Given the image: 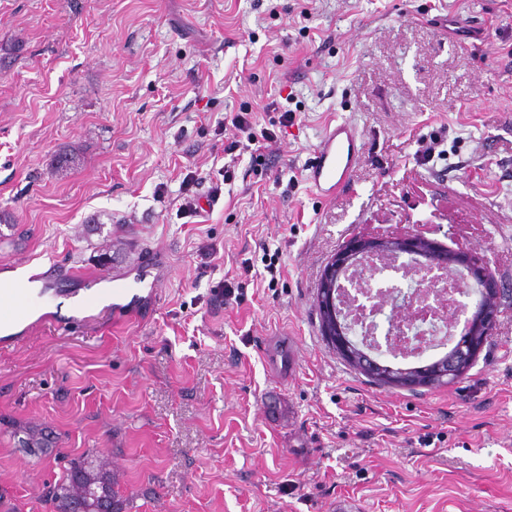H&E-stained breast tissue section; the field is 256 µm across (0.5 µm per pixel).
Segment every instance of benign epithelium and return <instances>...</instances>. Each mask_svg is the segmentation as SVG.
Wrapping results in <instances>:
<instances>
[{
    "label": "benign epithelium",
    "mask_w": 512,
    "mask_h": 512,
    "mask_svg": "<svg viewBox=\"0 0 512 512\" xmlns=\"http://www.w3.org/2000/svg\"><path fill=\"white\" fill-rule=\"evenodd\" d=\"M443 250L445 247L441 244L416 235L375 242L353 239L328 263L320 281L321 308L324 313L333 317L338 346L364 370L370 373L376 371L378 362L372 352L347 336L345 325L341 321L342 312L337 304L340 277L373 257L393 259L401 254H413L427 260L433 252ZM448 255L451 258V262L446 266L448 277L462 275L466 283L476 288L473 312H468V307L463 304L454 307V324L464 323L465 333L474 325L476 330L483 332V335H490L500 316L497 305L500 291L498 280L489 271V263L485 259L463 249H450Z\"/></svg>",
    "instance_id": "1"
}]
</instances>
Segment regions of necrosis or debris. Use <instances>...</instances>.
Segmentation results:
<instances>
[{
    "label": "necrosis or debris",
    "mask_w": 512,
    "mask_h": 512,
    "mask_svg": "<svg viewBox=\"0 0 512 512\" xmlns=\"http://www.w3.org/2000/svg\"><path fill=\"white\" fill-rule=\"evenodd\" d=\"M395 264L401 269L397 280L381 266L367 273L349 271L339 290V304L352 336L379 353L412 364L448 346L454 331L448 318V280L428 272L423 261L414 257L396 259ZM368 292L381 294L385 305L401 309L424 298L432 310L411 316L394 330L383 307L360 312Z\"/></svg>",
    "instance_id": "4bbe7bcc"
}]
</instances>
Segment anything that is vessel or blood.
Returning <instances> with one entry per match:
<instances>
[{
	"instance_id": "1",
	"label": "vessel or blood",
	"mask_w": 512,
	"mask_h": 512,
	"mask_svg": "<svg viewBox=\"0 0 512 512\" xmlns=\"http://www.w3.org/2000/svg\"><path fill=\"white\" fill-rule=\"evenodd\" d=\"M363 150L364 140L355 125L341 121L328 126L314 147L307 168V180L315 194L324 200L336 197L347 186ZM39 279V274L22 269L9 287L0 289V324L26 319L38 298L33 284ZM153 286V281L144 275L113 281V312L123 313L131 302L138 300L141 289Z\"/></svg>"
}]
</instances>
